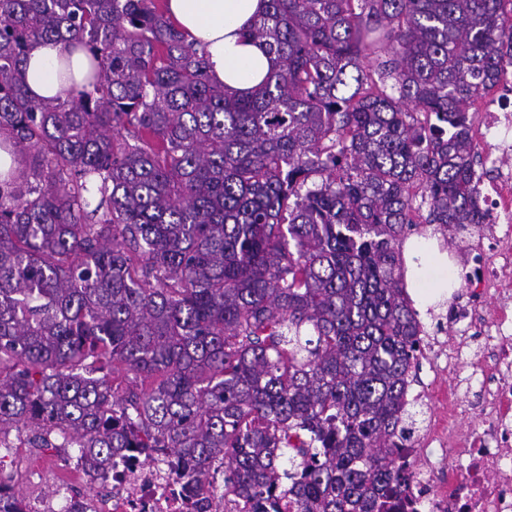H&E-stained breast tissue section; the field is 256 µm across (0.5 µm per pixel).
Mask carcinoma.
<instances>
[{
  "instance_id": "carcinoma-1",
  "label": "carcinoma",
  "mask_w": 512,
  "mask_h": 512,
  "mask_svg": "<svg viewBox=\"0 0 512 512\" xmlns=\"http://www.w3.org/2000/svg\"><path fill=\"white\" fill-rule=\"evenodd\" d=\"M512 0H267L239 95L156 0H0V433L224 458L246 512H391L426 331L402 241L480 223L470 108ZM95 74L29 95L28 51ZM125 373L126 385L114 386ZM0 512L24 499L0 483ZM90 55L78 43L69 49L54 41L45 40L27 55L25 83L29 94L36 99L62 98L71 90L81 89Z\"/></svg>"
}]
</instances>
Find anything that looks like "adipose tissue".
<instances>
[{
	"label": "adipose tissue",
	"instance_id": "ef3b65f1",
	"mask_svg": "<svg viewBox=\"0 0 512 512\" xmlns=\"http://www.w3.org/2000/svg\"><path fill=\"white\" fill-rule=\"evenodd\" d=\"M265 6V0H166L170 17L190 40L204 47L211 79L239 94L260 86L273 66L264 46L243 36ZM88 59L80 44L65 49L49 40L41 42L26 58L29 94L49 100L81 89ZM404 258L410 288H419L433 267L441 271L437 287L454 288L456 272L447 254L414 241L407 245Z\"/></svg>",
	"mask_w": 512,
	"mask_h": 512
}]
</instances>
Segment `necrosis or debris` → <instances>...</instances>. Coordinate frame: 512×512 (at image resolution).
Wrapping results in <instances>:
<instances>
[{
    "instance_id": "1",
    "label": "necrosis or debris",
    "mask_w": 512,
    "mask_h": 512,
    "mask_svg": "<svg viewBox=\"0 0 512 512\" xmlns=\"http://www.w3.org/2000/svg\"><path fill=\"white\" fill-rule=\"evenodd\" d=\"M473 138L486 145L480 194L486 238L471 243L478 273L465 277V316L479 319L484 349L502 373L482 383L488 417L462 448H442L455 474L441 481L420 440L405 449L412 475L403 497L407 512H512V92L504 85L483 98ZM24 433L0 435V457L13 475L30 483L25 512H224V474L216 472L195 496L164 457L115 458L98 471L70 453L33 457ZM94 483L96 496L76 494V483Z\"/></svg>"
}]
</instances>
